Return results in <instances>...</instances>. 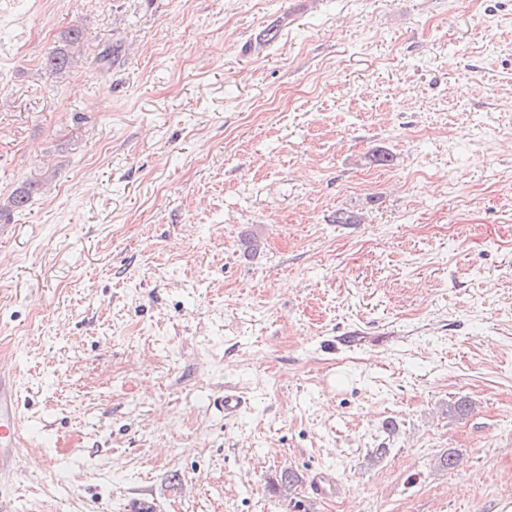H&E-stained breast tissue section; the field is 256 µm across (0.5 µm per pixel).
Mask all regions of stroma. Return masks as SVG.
<instances>
[{
  "mask_svg": "<svg viewBox=\"0 0 512 512\" xmlns=\"http://www.w3.org/2000/svg\"><path fill=\"white\" fill-rule=\"evenodd\" d=\"M31 182L11 512H512V0H0V198ZM81 32L77 28L71 29L66 36V47H61L51 51L45 58V66L55 72H63L70 68L72 56L71 48L80 43Z\"/></svg>",
  "mask_w": 512,
  "mask_h": 512,
  "instance_id": "obj_1",
  "label": "stroma"
}]
</instances>
